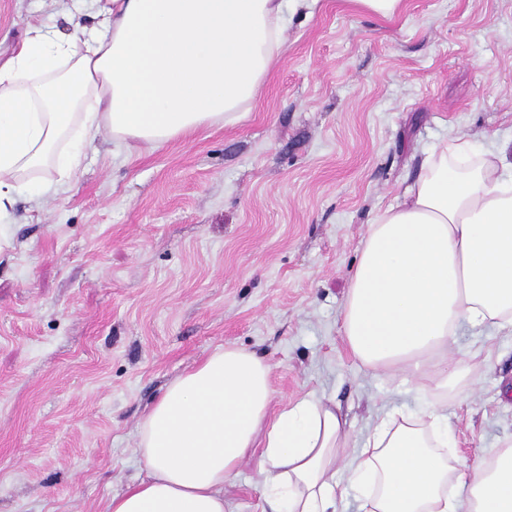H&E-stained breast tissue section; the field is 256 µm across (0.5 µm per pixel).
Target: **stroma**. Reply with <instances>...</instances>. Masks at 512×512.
Listing matches in <instances>:
<instances>
[{
	"label": "stroma",
	"instance_id": "obj_1",
	"mask_svg": "<svg viewBox=\"0 0 512 512\" xmlns=\"http://www.w3.org/2000/svg\"><path fill=\"white\" fill-rule=\"evenodd\" d=\"M71 7L0 0V52ZM284 37L240 122L134 153L101 132L77 181L0 223V512H103L142 476L149 406L224 346L271 365L275 406L334 399L356 448L434 402L469 460L512 439V335L461 327L471 368L436 395L362 366L339 321L369 224L432 147L512 139V0H318ZM225 495L270 512L258 456ZM360 10L389 18L398 13L404 6V0H351Z\"/></svg>",
	"mask_w": 512,
	"mask_h": 512
}]
</instances>
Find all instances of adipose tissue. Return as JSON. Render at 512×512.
Segmentation results:
<instances>
[{"instance_id":"obj_1","label":"adipose tissue","mask_w":512,"mask_h":512,"mask_svg":"<svg viewBox=\"0 0 512 512\" xmlns=\"http://www.w3.org/2000/svg\"><path fill=\"white\" fill-rule=\"evenodd\" d=\"M316 0H111L96 22L46 25L0 59V216L78 179L100 131L152 148L232 124L286 51V16ZM512 140L472 154L437 144L427 171L368 227L342 310L363 366L399 367L447 392L464 325L512 334ZM270 365L224 347L175 378L136 434L144 479L104 512H234L224 484L261 451L273 512H512V440L487 459L445 456L448 415L395 410L349 452L348 421L308 393L272 410Z\"/></svg>"}]
</instances>
